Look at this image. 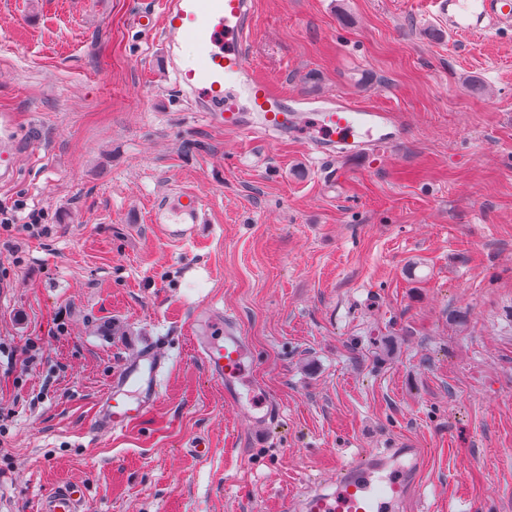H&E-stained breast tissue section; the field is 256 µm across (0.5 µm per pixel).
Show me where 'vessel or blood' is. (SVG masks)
Returning <instances> with one entry per match:
<instances>
[{
    "instance_id": "vessel-or-blood-1",
    "label": "vessel or blood",
    "mask_w": 512,
    "mask_h": 512,
    "mask_svg": "<svg viewBox=\"0 0 512 512\" xmlns=\"http://www.w3.org/2000/svg\"><path fill=\"white\" fill-rule=\"evenodd\" d=\"M447 15L448 28L461 35L493 34L512 28V0H432ZM253 0H162V50L172 65L174 85L191 99L196 111L217 128L249 137L270 133L308 136L315 152L330 155L334 146L346 153L394 146L401 129L394 113L362 107L342 97H330L308 109L291 105L276 84L249 62L247 46ZM195 47L192 64L175 63L182 42ZM15 139L10 126L0 127V180L13 170ZM149 221L170 242H194L206 223V205L194 190L151 205ZM218 336L197 340L208 373L224 383L226 399H234L244 374L243 342L232 321H217ZM164 365L157 354L145 352L129 361L101 398L95 415L97 430L117 433L148 413L161 396ZM421 449L404 444L356 458L340 467L331 485L317 487L293 512H396L418 484ZM84 493L63 485L45 494L38 512H82Z\"/></svg>"
}]
</instances>
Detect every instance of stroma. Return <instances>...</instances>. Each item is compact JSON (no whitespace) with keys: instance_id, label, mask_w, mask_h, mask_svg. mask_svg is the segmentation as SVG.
<instances>
[{"instance_id":"1","label":"stroma","mask_w":512,"mask_h":512,"mask_svg":"<svg viewBox=\"0 0 512 512\" xmlns=\"http://www.w3.org/2000/svg\"><path fill=\"white\" fill-rule=\"evenodd\" d=\"M158 2L0 0L22 141L0 181V512L63 483L86 512H288L404 441L425 451L405 512H512V30L452 34L428 0H256L249 58L286 95L401 116L392 148L320 161L193 112ZM182 188L207 200L189 246L148 221ZM209 307L245 338L242 398L280 409L264 434L194 349ZM148 350L159 402L97 433Z\"/></svg>"}]
</instances>
